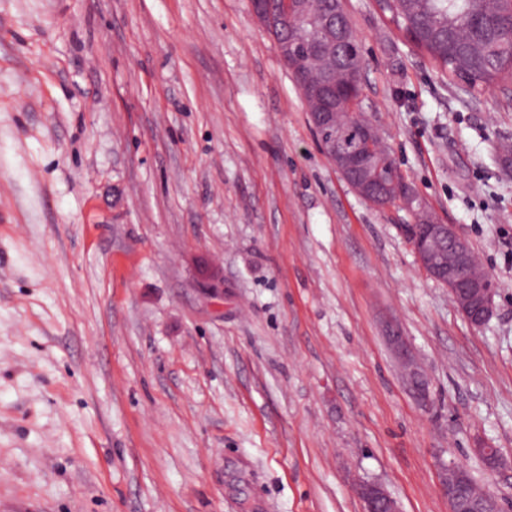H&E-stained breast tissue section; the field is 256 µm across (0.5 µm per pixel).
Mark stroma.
<instances>
[{
	"label": "stroma",
	"instance_id": "obj_1",
	"mask_svg": "<svg viewBox=\"0 0 512 512\" xmlns=\"http://www.w3.org/2000/svg\"><path fill=\"white\" fill-rule=\"evenodd\" d=\"M346 8L363 110L489 323L322 153L251 0H0V512H364L360 480L449 512L451 461L512 498V101ZM428 214L426 211L416 214L418 224L415 227L421 229L426 225L423 231L412 229L409 224H404L401 231L427 276L448 288L463 316L473 326L481 327L495 312L496 288L489 282L491 279L475 281L468 277L467 266L472 253L470 243L457 233L452 224H442L432 218L429 224H425ZM444 245L455 258L454 263L448 266L441 262Z\"/></svg>",
	"mask_w": 512,
	"mask_h": 512
}]
</instances>
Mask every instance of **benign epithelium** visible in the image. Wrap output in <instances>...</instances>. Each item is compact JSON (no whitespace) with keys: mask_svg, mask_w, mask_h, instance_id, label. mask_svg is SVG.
Here are the masks:
<instances>
[{"mask_svg":"<svg viewBox=\"0 0 512 512\" xmlns=\"http://www.w3.org/2000/svg\"><path fill=\"white\" fill-rule=\"evenodd\" d=\"M311 0H251L254 15L265 25L279 22L286 34L278 40L283 61L288 64L302 87L304 97L312 105L310 118L318 130H330L332 134L320 143L322 151L334 163L340 176L359 197L376 207L390 204L398 191L397 179L381 178L374 169L370 150L344 145L333 134L336 130V102L341 91L336 85V75L311 83L306 70L320 64L336 66V46L343 38L340 31L332 28L323 16L310 5ZM302 16L311 24L316 37L304 41L302 31L292 25L295 17ZM402 233L412 246L418 264L428 277L448 288L463 316L474 326H483L495 312L497 291L493 283L475 281L468 277L467 266L472 248L461 237L454 225L430 220L422 231L407 225ZM481 457L490 458L488 471L492 474L506 467V461L493 448H476ZM469 476L454 462L448 463V483L443 493L448 498L450 512H504L501 498L485 493L482 498L472 497L467 489ZM356 492L364 503V512H399L397 502L378 483L360 481Z\"/></svg>","mask_w":512,"mask_h":512,"instance_id":"benign-epithelium-1","label":"benign epithelium"}]
</instances>
